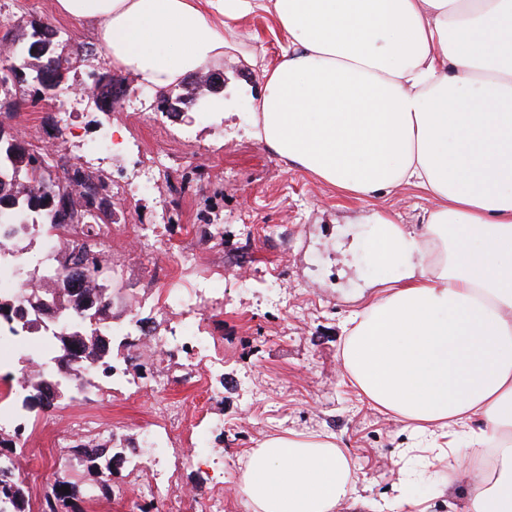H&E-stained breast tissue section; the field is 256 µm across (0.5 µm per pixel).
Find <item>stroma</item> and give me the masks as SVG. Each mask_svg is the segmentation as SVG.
I'll return each instance as SVG.
<instances>
[{
  "label": "stroma",
  "mask_w": 512,
  "mask_h": 512,
  "mask_svg": "<svg viewBox=\"0 0 512 512\" xmlns=\"http://www.w3.org/2000/svg\"><path fill=\"white\" fill-rule=\"evenodd\" d=\"M51 21L71 44L95 43L92 25L58 16L54 0H0V35L21 39L32 19ZM234 48L210 65L224 74V108L200 119L195 109L175 117L156 99L140 101L141 85L131 80L113 112L96 107L76 111L60 123L58 106L23 101L0 111L13 132L57 137L58 154L71 161L91 152L100 128L124 129V149L104 168L112 189L121 193L112 225V261L121 288L112 296L107 320H123L130 298L165 299L166 280L176 271L180 248H191L198 265L189 280H224V304L204 312L202 328L224 354L211 381L182 379V368H166L168 394L181 404L185 421L175 432L174 449L160 461L175 481L155 498L169 512L182 497L184 512H208L216 492L223 512H253L240 478L252 448L271 435L328 433L352 457L362 497L391 504L395 512H466L468 493L444 448H420L408 424L362 400L342 368V325L377 286L400 276L370 256L373 211L391 210L402 223L415 224L428 202L406 186L367 201L347 200L333 187L293 165L284 164L254 135L256 95L261 75L253 57L274 58L284 37L269 16L242 20ZM165 153L155 190L128 193L134 167L150 168ZM156 225L166 249L147 258L134 251L136 230ZM208 224L224 227L217 242ZM253 225L246 233L245 225ZM224 393L211 397L208 385ZM155 396H127L101 385L82 400L64 397L36 414L37 427H55L94 416L141 453L153 422ZM209 427L207 448L196 462L183 461L201 427Z\"/></svg>",
  "instance_id": "obj_1"
}]
</instances>
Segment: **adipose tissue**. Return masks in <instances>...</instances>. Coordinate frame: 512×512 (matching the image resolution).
Masks as SVG:
<instances>
[{"mask_svg":"<svg viewBox=\"0 0 512 512\" xmlns=\"http://www.w3.org/2000/svg\"><path fill=\"white\" fill-rule=\"evenodd\" d=\"M113 69L175 90L262 11L255 137L355 200L411 186L421 230L373 211L371 257L401 266L344 324L359 396L419 443L446 430L468 512H512V0H55ZM358 480L335 437L275 435L248 455L254 512H336Z\"/></svg>","mask_w":512,"mask_h":512,"instance_id":"ef3b65f1","label":"adipose tissue"}]
</instances>
